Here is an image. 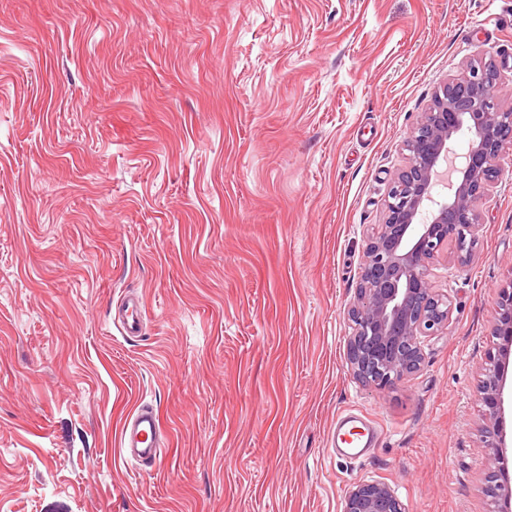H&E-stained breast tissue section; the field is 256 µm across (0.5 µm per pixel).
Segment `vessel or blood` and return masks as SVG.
I'll return each mask as SVG.
<instances>
[{
	"instance_id": "vessel-or-blood-1",
	"label": "vessel or blood",
	"mask_w": 512,
	"mask_h": 512,
	"mask_svg": "<svg viewBox=\"0 0 512 512\" xmlns=\"http://www.w3.org/2000/svg\"><path fill=\"white\" fill-rule=\"evenodd\" d=\"M144 316V304L139 300L124 299L116 304L113 321L125 335H139L141 321ZM337 428L347 426L357 427L359 444L357 448L344 449L343 438H336L332 446L337 454L348 453L360 457L367 453L375 441L376 433L369 425L359 422V417L353 413L342 414L337 422ZM159 433V420L152 409L137 407L120 425L115 433L116 453L114 464H127L129 461L152 462L155 461L161 450L157 441Z\"/></svg>"
}]
</instances>
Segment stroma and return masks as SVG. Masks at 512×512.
<instances>
[{"label":"stroma","mask_w":512,"mask_h":512,"mask_svg":"<svg viewBox=\"0 0 512 512\" xmlns=\"http://www.w3.org/2000/svg\"><path fill=\"white\" fill-rule=\"evenodd\" d=\"M512 0H0V512H493L474 391L512 280V149L408 382L346 366L403 143ZM142 297L141 335L112 326ZM154 409L163 455L118 467ZM376 448L331 449L345 410ZM159 420L152 409L138 406L120 425L115 433V466L129 461L152 462L161 453L157 437ZM343 512H405L402 502L386 484L360 483L344 500Z\"/></svg>","instance_id":"35a3bbf8"}]
</instances>
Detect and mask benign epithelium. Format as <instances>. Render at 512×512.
Returning a JSON list of instances; mask_svg holds the SVG:
<instances>
[{"label":"benign epithelium","mask_w":512,"mask_h":512,"mask_svg":"<svg viewBox=\"0 0 512 512\" xmlns=\"http://www.w3.org/2000/svg\"><path fill=\"white\" fill-rule=\"evenodd\" d=\"M501 75L488 52L468 72L452 78L435 94L405 142L407 164L393 179L385 200L386 218L369 237L348 316L347 365L358 381L385 389L409 380L423 362L422 338L448 325L451 304L429 279V268L447 247L460 263L469 262L483 228L480 207L501 175L500 155L512 146V107L500 103ZM468 135L465 163L454 169L449 192L435 196L451 144ZM490 335L501 340L498 353L512 347V281L498 291ZM483 405L484 447L490 489L512 501L507 464L506 409L512 407L500 360L489 358L476 386ZM343 512H405L386 484L360 483L345 497Z\"/></svg>","instance_id":"1"}]
</instances>
